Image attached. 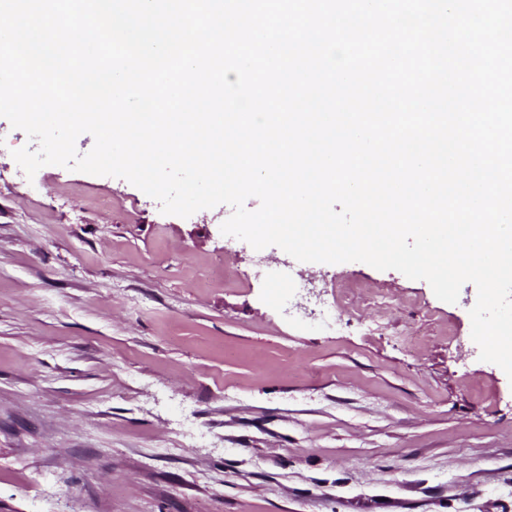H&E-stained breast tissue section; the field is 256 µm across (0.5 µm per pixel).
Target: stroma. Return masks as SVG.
<instances>
[{
    "label": "stroma",
    "mask_w": 512,
    "mask_h": 512,
    "mask_svg": "<svg viewBox=\"0 0 512 512\" xmlns=\"http://www.w3.org/2000/svg\"><path fill=\"white\" fill-rule=\"evenodd\" d=\"M0 117V512H512V380L457 303L222 235ZM109 209H100L101 198Z\"/></svg>",
    "instance_id": "35a3bbf8"
}]
</instances>
